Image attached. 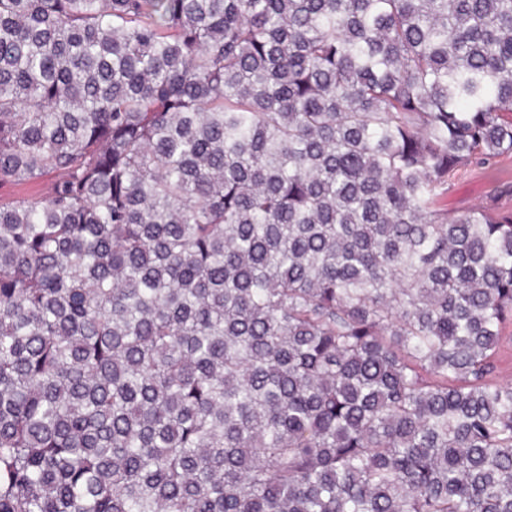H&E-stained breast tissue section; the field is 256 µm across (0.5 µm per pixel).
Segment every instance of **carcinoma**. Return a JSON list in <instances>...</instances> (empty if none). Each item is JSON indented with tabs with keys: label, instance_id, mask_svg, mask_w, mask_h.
I'll use <instances>...</instances> for the list:
<instances>
[{
	"label": "carcinoma",
	"instance_id": "obj_1",
	"mask_svg": "<svg viewBox=\"0 0 512 512\" xmlns=\"http://www.w3.org/2000/svg\"><path fill=\"white\" fill-rule=\"evenodd\" d=\"M512 0H0V512H512ZM512 186V157L502 156L459 171L448 182L445 204L450 214H462L487 202L494 190ZM496 378L500 383H512V323L502 329L496 354Z\"/></svg>",
	"mask_w": 512,
	"mask_h": 512
}]
</instances>
